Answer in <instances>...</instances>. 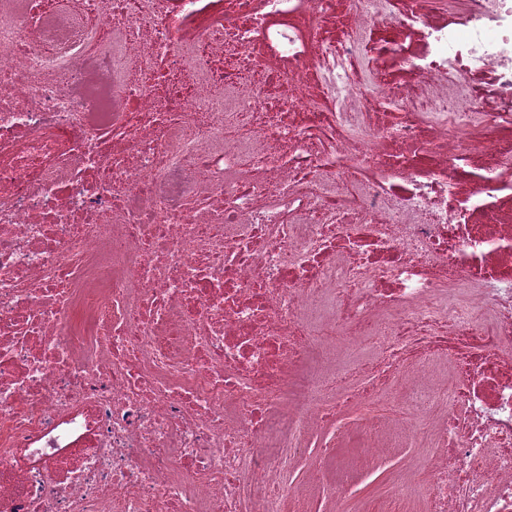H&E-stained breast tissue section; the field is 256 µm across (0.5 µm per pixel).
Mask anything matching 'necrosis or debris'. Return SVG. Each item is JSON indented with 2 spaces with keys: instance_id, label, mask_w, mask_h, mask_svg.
Returning <instances> with one entry per match:
<instances>
[{
  "instance_id": "4bbe7bcc",
  "label": "necrosis or debris",
  "mask_w": 512,
  "mask_h": 512,
  "mask_svg": "<svg viewBox=\"0 0 512 512\" xmlns=\"http://www.w3.org/2000/svg\"><path fill=\"white\" fill-rule=\"evenodd\" d=\"M405 452L362 512H512V0H0V512Z\"/></svg>"
}]
</instances>
